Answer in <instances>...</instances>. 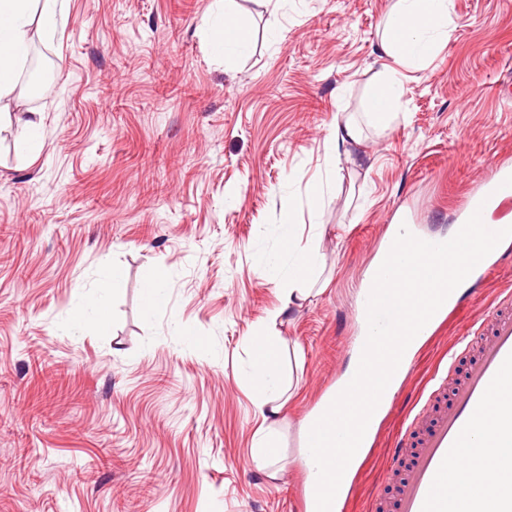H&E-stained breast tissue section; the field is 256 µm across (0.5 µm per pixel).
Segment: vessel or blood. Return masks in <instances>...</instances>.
Here are the masks:
<instances>
[{
  "label": "vessel or blood",
  "instance_id": "b4317fda",
  "mask_svg": "<svg viewBox=\"0 0 512 512\" xmlns=\"http://www.w3.org/2000/svg\"><path fill=\"white\" fill-rule=\"evenodd\" d=\"M479 197L467 200L463 217L479 205L512 200V170L492 167ZM435 403L414 414L398 448L410 451L395 512H449L454 500V465L462 449L473 447L488 419L496 428L486 447L496 449L512 474V290L501 292L469 336L459 343L451 366L438 371ZM473 512H512V490L492 489L476 500Z\"/></svg>",
  "mask_w": 512,
  "mask_h": 512
}]
</instances>
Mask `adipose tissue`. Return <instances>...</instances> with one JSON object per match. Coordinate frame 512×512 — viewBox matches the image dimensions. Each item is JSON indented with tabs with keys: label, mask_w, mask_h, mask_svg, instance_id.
Masks as SVG:
<instances>
[{
	"label": "adipose tissue",
	"mask_w": 512,
	"mask_h": 512,
	"mask_svg": "<svg viewBox=\"0 0 512 512\" xmlns=\"http://www.w3.org/2000/svg\"><path fill=\"white\" fill-rule=\"evenodd\" d=\"M64 0H0V101L11 98L18 73L30 53V27L53 32L63 12ZM448 0H396L388 15L379 49L393 58L396 68L385 71L366 98L365 112L374 125L387 126L397 117L404 96L402 67L421 69L436 46L448 37ZM210 48L218 57L232 58L249 48V27L229 9H222L209 25ZM284 247L293 261L286 277L280 278L281 304L267 321L247 339L249 361L242 378L263 425L250 448L252 464L276 475L279 436L274 425L284 407L288 387L283 375L281 319L307 300V287L321 265L313 247H297L291 234H284ZM498 458L492 452L466 449L463 477L456 482L454 508L468 512L471 499L484 495V477L496 476Z\"/></svg>",
	"instance_id": "ef3b65f1"
}]
</instances>
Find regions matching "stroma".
I'll return each mask as SVG.
<instances>
[{
    "instance_id": "obj_1",
    "label": "stroma",
    "mask_w": 512,
    "mask_h": 512,
    "mask_svg": "<svg viewBox=\"0 0 512 512\" xmlns=\"http://www.w3.org/2000/svg\"><path fill=\"white\" fill-rule=\"evenodd\" d=\"M395 0H233L252 43L209 47L215 0H65L32 29L51 78L10 107L44 117L40 150L0 132V512H302L301 428L351 357L356 293L385 236L405 223L447 234L488 163L512 158V0H451L448 38L405 73L404 107L365 125L340 174L337 120L391 58L377 50ZM323 186L320 210L308 196ZM324 266L286 316L302 348L277 424V479L249 460L261 420L240 379L246 338L279 306L268 260L284 210ZM325 225L322 238L310 227ZM119 267L109 325L72 330ZM165 303L145 314L157 270ZM512 287V260L460 290L413 356L337 512H392L408 459L405 413L436 362ZM50 363V382L32 377ZM110 460L79 471L100 453Z\"/></svg>"
}]
</instances>
